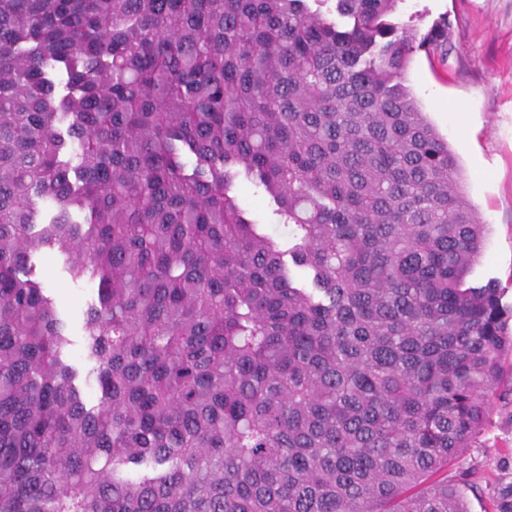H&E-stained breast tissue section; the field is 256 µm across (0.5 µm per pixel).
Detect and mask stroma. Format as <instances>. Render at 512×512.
I'll return each mask as SVG.
<instances>
[{
    "mask_svg": "<svg viewBox=\"0 0 512 512\" xmlns=\"http://www.w3.org/2000/svg\"><path fill=\"white\" fill-rule=\"evenodd\" d=\"M447 20L448 52H418L408 68L414 97L447 139L464 175L469 201L487 233L467 281L497 282L512 306V0H400L393 22L419 31ZM36 272L67 319L71 357L84 356L83 323L95 286L72 280L63 259L45 250ZM450 479L467 482L470 512H512V395L495 407L477 447L459 458Z\"/></svg>",
    "mask_w": 512,
    "mask_h": 512,
    "instance_id": "obj_1",
    "label": "stroma"
}]
</instances>
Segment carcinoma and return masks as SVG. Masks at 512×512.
<instances>
[{
	"mask_svg": "<svg viewBox=\"0 0 512 512\" xmlns=\"http://www.w3.org/2000/svg\"><path fill=\"white\" fill-rule=\"evenodd\" d=\"M312 1L0 0V512H469L512 307L405 84L448 26ZM241 205L247 210L251 219L258 224H272L276 222L273 215V204L265 193L252 183L242 180L234 189ZM33 261L44 287L68 321L74 341L71 357L80 362L84 356L83 323L88 306L95 299V286L87 280L73 281L62 271L63 258L56 252L44 250Z\"/></svg>",
	"mask_w": 512,
	"mask_h": 512,
	"instance_id": "carcinoma-1",
	"label": "carcinoma"
}]
</instances>
